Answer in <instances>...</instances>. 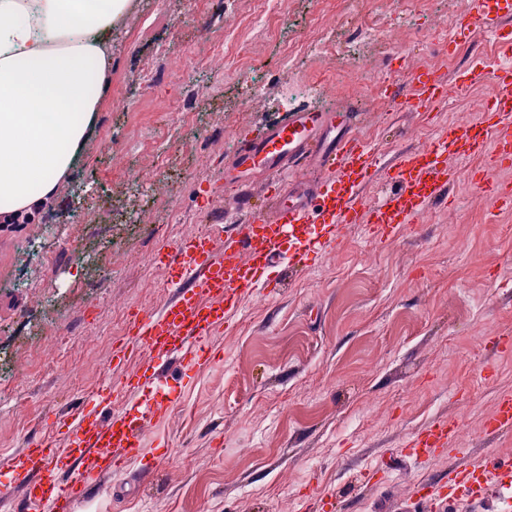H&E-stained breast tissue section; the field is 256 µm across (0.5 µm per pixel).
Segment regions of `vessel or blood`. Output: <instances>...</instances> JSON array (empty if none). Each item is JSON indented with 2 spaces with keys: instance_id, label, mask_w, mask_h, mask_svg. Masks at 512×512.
<instances>
[{
  "instance_id": "vessel-or-blood-1",
  "label": "vessel or blood",
  "mask_w": 512,
  "mask_h": 512,
  "mask_svg": "<svg viewBox=\"0 0 512 512\" xmlns=\"http://www.w3.org/2000/svg\"><path fill=\"white\" fill-rule=\"evenodd\" d=\"M481 29L498 47L494 70L476 60L452 81L460 86L491 82L482 120L440 127L425 147L402 153L385 171L386 187L373 203L364 202L362 190L376 170L377 154L357 131L348 107L335 113L303 110L261 136L241 140L224 165L230 182H238L244 167L272 180L306 159L330 176L295 198L274 187L263 211L251 213L232 232L218 224L160 256L175 295L159 310L133 320L131 335L145 356L141 373L121 393L133 401L135 413L107 412L112 399L108 383L85 406L50 413L52 426L65 428L70 444L62 450L46 436L26 440L11 462L19 492L12 512H75L103 475L121 473L126 463L141 457L146 427L164 417L173 402L166 373L170 362L179 360L188 371L208 363V336L235 314L279 260L306 267L312 256L340 240L350 224L368 225L384 240L410 232L455 181L449 159L479 158L487 170L512 166V29L488 12L481 15ZM452 81L444 73L426 71L415 77L411 93L394 90L389 97L425 110L447 96ZM483 429L495 435L512 431L511 394L497 398ZM459 430L456 420H433L404 443L402 453L413 465L426 466L447 453ZM492 489L512 494L511 465L455 463L446 478L418 482L413 496L427 512H436L451 501L483 499Z\"/></svg>"
}]
</instances>
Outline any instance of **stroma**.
Wrapping results in <instances>:
<instances>
[{
    "instance_id": "obj_1",
    "label": "stroma",
    "mask_w": 512,
    "mask_h": 512,
    "mask_svg": "<svg viewBox=\"0 0 512 512\" xmlns=\"http://www.w3.org/2000/svg\"><path fill=\"white\" fill-rule=\"evenodd\" d=\"M151 2L134 0L114 30L111 92L56 204L32 223L0 224L2 476L28 438L49 432L47 412L95 392L100 366L116 384L138 368L142 350L122 368L112 353L133 314L174 290L164 267L137 258L204 232L208 212L224 210L235 194L224 161L241 138L294 112L351 104L383 170L437 127L480 119L487 88L451 89L430 112H378L375 100L408 90L415 71L452 79L474 56H497L478 32L448 43L461 20H479L478 0H275L267 36L254 0H236L232 16L225 0H166L156 11ZM164 45L168 63L156 59ZM216 45L232 50V70L209 62ZM153 63L166 75L148 89L142 71ZM183 101L189 112L173 122L168 108ZM455 166L449 200L414 232L381 242L354 224L306 271L272 272L278 292L243 300L209 337L211 364L169 367L178 400L148 432L144 456L77 512H322L324 496L341 512H409L414 484L447 474L455 457L419 469L400 450L441 417L461 422L471 460L512 457V437L483 430L498 395L512 393V351L484 346L512 337V207L477 192V161ZM69 238L83 257L62 249ZM50 252L57 264L46 269L39 257ZM57 330L63 343L51 340ZM46 354L78 364L83 378L41 377ZM486 365L489 380L479 376ZM365 472L374 488L359 487Z\"/></svg>"
}]
</instances>
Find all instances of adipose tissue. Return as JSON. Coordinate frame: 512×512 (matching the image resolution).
Returning <instances> with one entry per match:
<instances>
[{
    "mask_svg": "<svg viewBox=\"0 0 512 512\" xmlns=\"http://www.w3.org/2000/svg\"><path fill=\"white\" fill-rule=\"evenodd\" d=\"M132 0H0V219L54 200L110 91Z\"/></svg>",
    "mask_w": 512,
    "mask_h": 512,
    "instance_id": "1",
    "label": "adipose tissue"
}]
</instances>
